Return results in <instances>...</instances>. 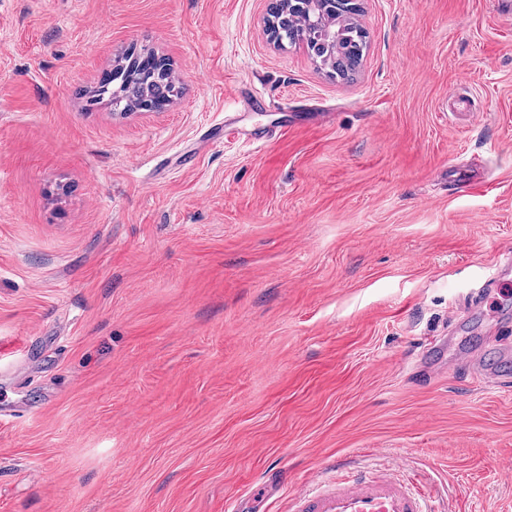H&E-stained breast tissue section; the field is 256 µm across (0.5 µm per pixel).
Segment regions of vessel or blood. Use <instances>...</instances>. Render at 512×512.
I'll use <instances>...</instances> for the list:
<instances>
[{
    "label": "vessel or blood",
    "mask_w": 512,
    "mask_h": 512,
    "mask_svg": "<svg viewBox=\"0 0 512 512\" xmlns=\"http://www.w3.org/2000/svg\"><path fill=\"white\" fill-rule=\"evenodd\" d=\"M289 512H428V500L417 486L357 470L344 480L297 495Z\"/></svg>",
    "instance_id": "vessel-or-blood-1"
}]
</instances>
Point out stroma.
Returning <instances> with one entry per match:
<instances>
[{"instance_id":"stroma-1","label":"stroma","mask_w":512,"mask_h":512,"mask_svg":"<svg viewBox=\"0 0 512 512\" xmlns=\"http://www.w3.org/2000/svg\"><path fill=\"white\" fill-rule=\"evenodd\" d=\"M361 3L346 81L268 0H0V512H286L339 460L512 512V382L448 365L512 354V296L463 312L512 281V13ZM130 51L167 111L91 101Z\"/></svg>"}]
</instances>
